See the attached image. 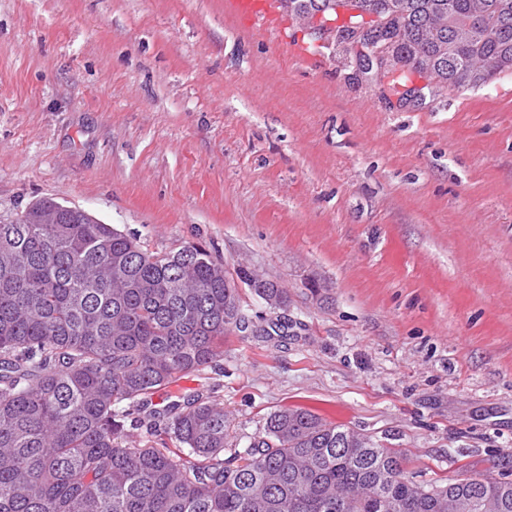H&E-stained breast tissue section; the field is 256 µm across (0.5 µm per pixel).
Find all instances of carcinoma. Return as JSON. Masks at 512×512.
Returning a JSON list of instances; mask_svg holds the SVG:
<instances>
[{
	"instance_id": "1",
	"label": "carcinoma",
	"mask_w": 512,
	"mask_h": 512,
	"mask_svg": "<svg viewBox=\"0 0 512 512\" xmlns=\"http://www.w3.org/2000/svg\"><path fill=\"white\" fill-rule=\"evenodd\" d=\"M303 19L335 0H281ZM388 18L391 60L420 57L441 87L512 69V0H482L481 29L454 40L450 18L476 0H369ZM52 224L0 223V512H458L448 487L481 499L466 512H512V481L462 470L418 483L414 460L301 407L269 415L230 447L224 406L196 392L163 408L153 396L224 356L246 328L229 320L240 267L191 245L148 252L137 239L52 199ZM155 438L127 444L128 428ZM230 450L224 457V450Z\"/></svg>"
}]
</instances>
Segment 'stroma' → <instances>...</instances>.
Returning a JSON list of instances; mask_svg holds the SVG:
<instances>
[{
  "mask_svg": "<svg viewBox=\"0 0 512 512\" xmlns=\"http://www.w3.org/2000/svg\"><path fill=\"white\" fill-rule=\"evenodd\" d=\"M224 0H0V218L44 197L288 290L202 377L238 447L300 406L416 479L512 454V73L432 88ZM418 94L400 99L402 85ZM319 294H312L311 286Z\"/></svg>",
  "mask_w": 512,
  "mask_h": 512,
  "instance_id": "stroma-1",
  "label": "stroma"
}]
</instances>
